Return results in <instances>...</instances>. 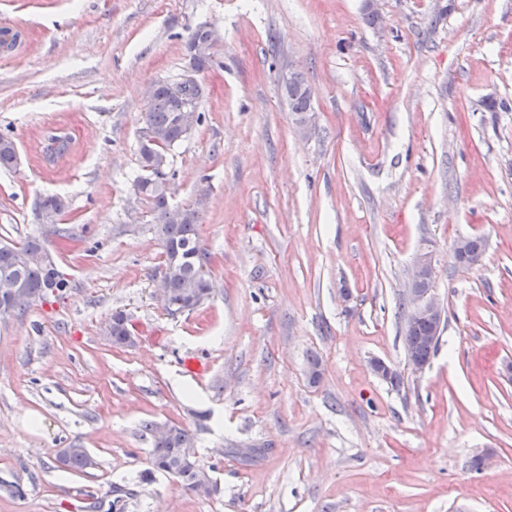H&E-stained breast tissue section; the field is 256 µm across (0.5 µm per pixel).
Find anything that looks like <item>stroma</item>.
I'll use <instances>...</instances> for the list:
<instances>
[{"label":"stroma","instance_id":"obj_1","mask_svg":"<svg viewBox=\"0 0 512 512\" xmlns=\"http://www.w3.org/2000/svg\"><path fill=\"white\" fill-rule=\"evenodd\" d=\"M205 23L171 202L200 205L213 291L173 318L131 186L146 92L185 73ZM3 30L20 165L0 170V244L43 237L70 286L0 321V482L23 489L0 512H87L115 485L124 512H512V0H0ZM288 72L311 90L305 134ZM55 130L71 146L49 163ZM50 194L68 202L56 233ZM474 235L481 261L455 264ZM423 250L445 328L417 373L402 301ZM117 312L134 346L103 335ZM149 422L192 435L210 495L151 471ZM62 448L95 467L63 468ZM68 208L67 202L64 198L58 195H50L46 196L40 200L38 204V216L40 217V212L45 216H48L49 219L45 220V223L48 224H56L58 218L66 211Z\"/></svg>","mask_w":512,"mask_h":512}]
</instances>
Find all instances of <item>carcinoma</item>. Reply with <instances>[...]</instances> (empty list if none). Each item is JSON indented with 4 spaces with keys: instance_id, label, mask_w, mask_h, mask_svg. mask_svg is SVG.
Segmentation results:
<instances>
[{
    "instance_id": "cac0c4a2",
    "label": "carcinoma",
    "mask_w": 512,
    "mask_h": 512,
    "mask_svg": "<svg viewBox=\"0 0 512 512\" xmlns=\"http://www.w3.org/2000/svg\"><path fill=\"white\" fill-rule=\"evenodd\" d=\"M213 46L206 26L192 29L186 43L188 71L201 72L211 65ZM203 93L199 83L177 88L173 81H158L153 85L147 108L141 115L142 127L150 130L151 141L139 142L142 174L135 178L133 187L139 189L140 200L147 205L151 223L162 244L165 260L160 275L169 288L171 316L192 299L204 305L212 294L209 260L199 244L197 232L199 215L190 205L173 206L169 202L170 181L175 177L170 169L169 151L191 134L192 127L183 125L180 117L187 105L201 104ZM284 93L296 122L302 123L306 113L313 109L311 91L304 78L299 74L291 76L284 85ZM70 143L67 135H49L44 147L45 158L55 161L68 152ZM18 160L15 142L0 136V169L13 170L18 166ZM67 208L66 200L58 195L46 196L38 204V211L48 217V224L57 223ZM457 245L460 255L476 261L486 249V241L481 236L462 238ZM47 259L48 252L37 237L29 238L20 246L0 245V278L17 281L23 286L22 293L13 298V312H21L50 294L61 296L70 287L59 272L49 269ZM129 334L128 322L121 313L116 314L105 329V336L116 347L125 345ZM433 335V322L419 320L412 329L404 332V345L411 346L414 357L427 362L437 349V344L430 343ZM190 447L192 437L185 429L169 427L167 434L155 437L150 454L151 469L176 478L191 492L207 495L212 490L211 477L199 460L186 459L185 452ZM60 463L76 472L95 466L94 459L84 448L67 449ZM92 509L95 512H123V498H114L109 491L93 503Z\"/></svg>"
}]
</instances>
